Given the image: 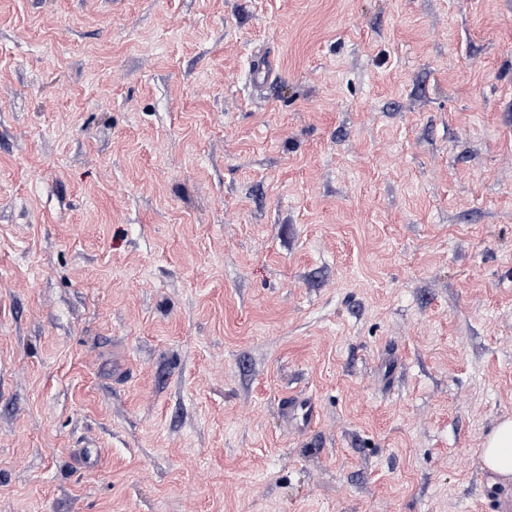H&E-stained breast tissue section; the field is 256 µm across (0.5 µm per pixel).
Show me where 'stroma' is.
Returning <instances> with one entry per match:
<instances>
[{
  "label": "stroma",
  "mask_w": 512,
  "mask_h": 512,
  "mask_svg": "<svg viewBox=\"0 0 512 512\" xmlns=\"http://www.w3.org/2000/svg\"><path fill=\"white\" fill-rule=\"evenodd\" d=\"M505 417L512 0H0V512H488ZM277 63L274 53L262 52L254 55L252 60V79L255 85L264 86L276 75ZM288 417H295L304 428L316 421L317 407L312 397H291L285 407ZM484 467L503 478L512 476V418L499 421L480 448Z\"/></svg>",
  "instance_id": "obj_1"
}]
</instances>
